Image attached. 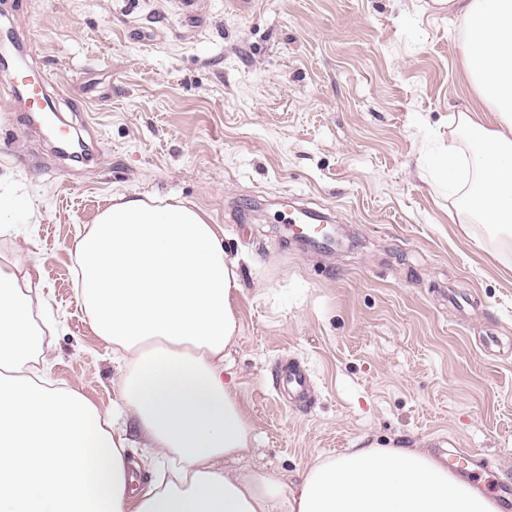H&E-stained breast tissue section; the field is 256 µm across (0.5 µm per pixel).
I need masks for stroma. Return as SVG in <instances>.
I'll return each mask as SVG.
<instances>
[{
    "label": "stroma",
    "instance_id": "1",
    "mask_svg": "<svg viewBox=\"0 0 512 512\" xmlns=\"http://www.w3.org/2000/svg\"><path fill=\"white\" fill-rule=\"evenodd\" d=\"M0 0L89 161L59 154L0 73V263L21 260L64 321L42 370L107 410L120 371L73 288L74 246L113 197L201 208L243 254L226 365L256 440L240 469L295 482L319 458L419 441L480 454L512 487V234L479 223L429 174L469 152L459 30L432 0ZM290 197L335 212L320 252L292 239ZM300 361L311 401L286 405ZM312 380L307 368L292 362L277 370L274 387L277 392L287 393L299 400L306 398Z\"/></svg>",
    "mask_w": 512,
    "mask_h": 512
}]
</instances>
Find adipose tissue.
<instances>
[{
  "label": "adipose tissue",
  "mask_w": 512,
  "mask_h": 512,
  "mask_svg": "<svg viewBox=\"0 0 512 512\" xmlns=\"http://www.w3.org/2000/svg\"><path fill=\"white\" fill-rule=\"evenodd\" d=\"M475 103L468 163L481 221L512 230V0H447ZM77 301L93 332L126 353L104 411L43 380L55 331L33 277L0 263V512H503L421 444L349 448L282 485L233 466L254 427L224 360L236 344L239 258L207 215L175 200L115 197L75 245ZM174 461L128 485L133 440Z\"/></svg>",
  "instance_id": "ef3b65f1"
}]
</instances>
